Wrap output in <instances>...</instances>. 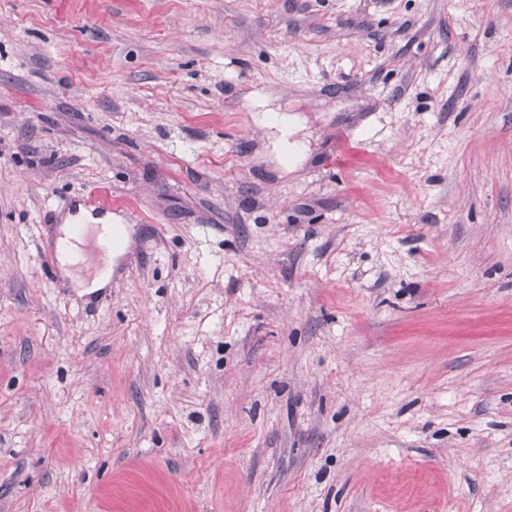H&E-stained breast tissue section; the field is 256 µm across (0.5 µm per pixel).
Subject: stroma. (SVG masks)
<instances>
[{"label": "stroma", "mask_w": 512, "mask_h": 512, "mask_svg": "<svg viewBox=\"0 0 512 512\" xmlns=\"http://www.w3.org/2000/svg\"><path fill=\"white\" fill-rule=\"evenodd\" d=\"M0 512H512V0H0ZM266 114H264L262 121L269 127H275L278 133L274 142V150L277 154L284 158L292 155L295 162L301 160L302 155L296 151L298 143L295 140H291L295 132V117L288 114H280L274 120H271ZM82 211L87 214L85 219L89 224L90 232L97 238L109 237L113 232H121L128 243V233L121 225H112V218H96L112 215V197L103 191L89 192L70 209V216L75 217ZM96 216V217H92ZM113 246L114 241L112 238L105 239L103 244H97V248L109 251L103 254L101 265L91 280L88 281L86 278L77 276L75 274L76 270L72 268L77 287L84 288L86 292H93L97 289L104 288L109 283L112 275V257L119 253L115 252L112 254L110 250Z\"/></svg>", "instance_id": "35a3bbf8"}]
</instances>
